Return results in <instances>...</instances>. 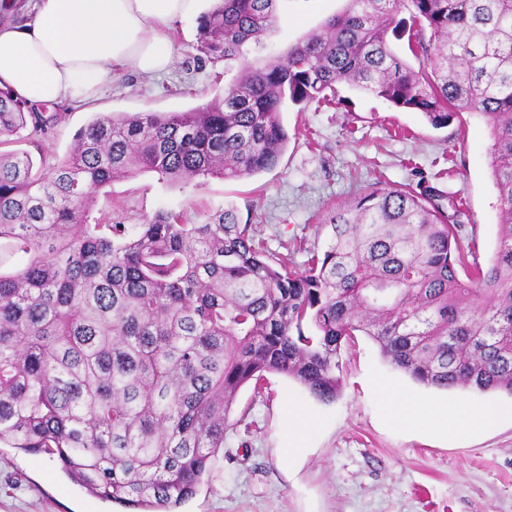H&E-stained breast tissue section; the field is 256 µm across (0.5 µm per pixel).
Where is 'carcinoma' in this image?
<instances>
[{"label":"carcinoma","mask_w":512,"mask_h":512,"mask_svg":"<svg viewBox=\"0 0 512 512\" xmlns=\"http://www.w3.org/2000/svg\"><path fill=\"white\" fill-rule=\"evenodd\" d=\"M276 2L219 0L202 17L204 52L242 62L211 101L100 115L46 173L0 150V444L56 459L133 512L193 496L243 385L259 394L276 373L335 401L359 332L428 387L512 396V0H347L271 60ZM403 9L419 24L416 67L391 45ZM342 83L435 127L484 120L500 219L487 266L434 195L404 188L330 213L327 249L301 264L233 209L206 224L90 223L99 190L137 172L181 185L273 169L286 104L325 102ZM30 119L45 122L0 91V147Z\"/></svg>","instance_id":"obj_1"}]
</instances>
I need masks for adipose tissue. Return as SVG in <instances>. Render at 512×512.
I'll return each instance as SVG.
<instances>
[{"label": "adipose tissue", "instance_id": "obj_1", "mask_svg": "<svg viewBox=\"0 0 512 512\" xmlns=\"http://www.w3.org/2000/svg\"><path fill=\"white\" fill-rule=\"evenodd\" d=\"M199 11L200 0H37L24 25L0 24V89L34 105L87 102L119 71L154 76L174 61L170 23ZM372 386L389 424L438 438L480 435L502 419L498 408L461 398L446 406L421 401L381 377ZM281 417L278 453L287 464L311 447L326 422L298 410L290 398Z\"/></svg>", "mask_w": 512, "mask_h": 512}]
</instances>
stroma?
I'll return each instance as SVG.
<instances>
[{
    "instance_id": "35a3bbf8",
    "label": "stroma",
    "mask_w": 512,
    "mask_h": 512,
    "mask_svg": "<svg viewBox=\"0 0 512 512\" xmlns=\"http://www.w3.org/2000/svg\"><path fill=\"white\" fill-rule=\"evenodd\" d=\"M346 0H279L278 22L267 40L271 56L317 30ZM170 70L144 77L127 70L112 76L86 103L46 108L42 131L26 127L14 147L30 152L35 171H47L69 153L76 133L97 116L184 112L212 100L228 79L223 59H202L199 21L174 22ZM282 122L288 146L277 166L239 180L218 177L171 186L140 172L103 188L94 217L139 224L158 213L204 224L234 208L273 251L295 249L297 262L329 241L327 214L370 187L434 189L458 195L448 209L463 242L488 264L497 240V190L490 168V131L482 118L462 114L432 127L417 112L337 85L333 103L287 105ZM342 388L335 402L316 401L285 376H266L264 393L240 389L224 449L179 512H512V421L490 432L444 441L385 424L368 385L377 373L423 398L454 400L455 391L413 385L383 361L377 345L357 335L341 352ZM292 396L300 408L323 415L328 428L293 466L277 454L281 405ZM0 512H126L71 481L57 461L0 446Z\"/></svg>"
}]
</instances>
